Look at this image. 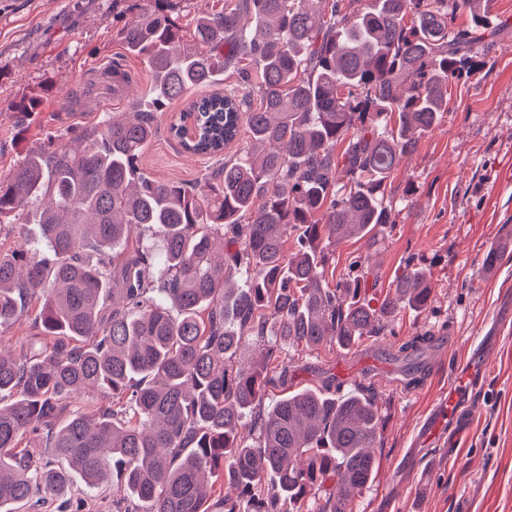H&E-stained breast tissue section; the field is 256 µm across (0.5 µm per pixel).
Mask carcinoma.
I'll return each instance as SVG.
<instances>
[{
  "label": "carcinoma",
  "instance_id": "obj_1",
  "mask_svg": "<svg viewBox=\"0 0 512 512\" xmlns=\"http://www.w3.org/2000/svg\"><path fill=\"white\" fill-rule=\"evenodd\" d=\"M230 0L180 48L173 0L131 4L121 30L152 74L132 115L105 118L76 151L28 155L0 179V223L45 202L38 237L0 253V512H351L373 478L372 394L300 390L247 425L268 386L288 382L284 347L344 349L397 310L428 309L431 273L412 267L377 305L357 258L329 286L327 246L390 223L385 188L448 111L470 73L489 0ZM465 13L464 29L452 27ZM250 94L216 88L227 68ZM167 126L187 153L250 147L204 186L158 181L139 159L154 113L190 90ZM41 99L15 106L17 123ZM33 311L36 333L3 347ZM263 358L238 361L249 339ZM427 347L416 338L392 358ZM55 460L34 454L38 443ZM229 492L213 496L209 479ZM103 493L74 505L73 480Z\"/></svg>",
  "mask_w": 512,
  "mask_h": 512
}]
</instances>
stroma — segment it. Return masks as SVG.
I'll use <instances>...</instances> for the list:
<instances>
[{
  "label": "stroma",
  "mask_w": 512,
  "mask_h": 512,
  "mask_svg": "<svg viewBox=\"0 0 512 512\" xmlns=\"http://www.w3.org/2000/svg\"><path fill=\"white\" fill-rule=\"evenodd\" d=\"M129 17L125 0H0V177L29 153L75 148L77 136L145 91L151 74L119 34ZM488 23L497 37L474 47L476 68L449 85L447 112L388 180L391 225L374 240L340 239L327 250L329 284L346 279L359 257L380 297L407 268L430 269V308L400 309L383 335L348 350L328 340L312 351L287 349L288 381L267 389L270 403L317 389L339 367L348 371L346 390L372 389L381 418L378 468L352 512H512V0H494ZM112 62L137 75L124 93L102 77ZM33 95L42 109L17 127L14 107ZM170 118L156 113L161 131L140 167L160 181L197 182L216 162L184 153L166 133ZM493 246L502 253L489 269L484 257ZM425 334L432 338L427 371L415 388L354 371L360 358ZM478 336L496 342L469 398V435L453 450H429L417 476L399 477L415 428L433 399L459 382Z\"/></svg>",
  "instance_id": "35a3bbf8"
}]
</instances>
